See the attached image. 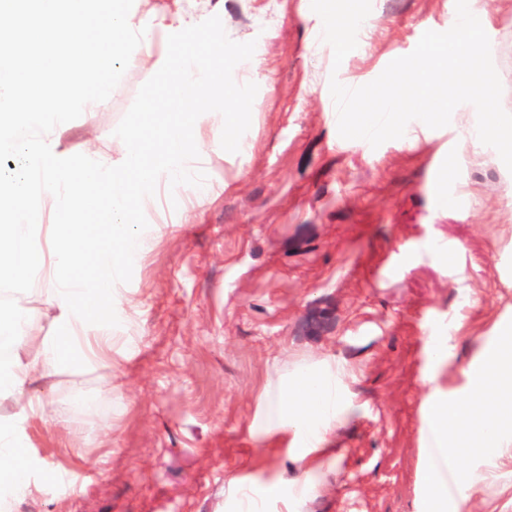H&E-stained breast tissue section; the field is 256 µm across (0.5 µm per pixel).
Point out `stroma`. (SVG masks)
<instances>
[{
	"instance_id": "obj_1",
	"label": "stroma",
	"mask_w": 512,
	"mask_h": 512,
	"mask_svg": "<svg viewBox=\"0 0 512 512\" xmlns=\"http://www.w3.org/2000/svg\"><path fill=\"white\" fill-rule=\"evenodd\" d=\"M469 2L512 108V0ZM454 13L455 0H372L337 66L316 42L310 0L212 6L205 31L223 34L224 77L241 86L244 149L206 134L184 178L143 189L136 222L150 247L114 284L127 303L112 314L111 363L57 373L40 389L45 417L0 400L33 485L10 512H231L229 474L259 492L293 475L286 440L249 433L260 390L325 357L347 367L353 410L333 442L341 459L321 463L302 512H417L428 350L452 327L456 363L442 383L460 391V364L512 322V172L471 145V111L440 129L411 121L376 148L341 138L329 82L373 81ZM205 31L180 38L197 47ZM246 42L261 49L257 81L238 61ZM160 90L154 69L120 71L104 108L70 113L64 148L106 151ZM444 151L454 175L441 205L429 182ZM444 244L455 264L435 254ZM47 288L35 277L10 299L44 336L55 332ZM465 465L490 477L463 512H512V459Z\"/></svg>"
}]
</instances>
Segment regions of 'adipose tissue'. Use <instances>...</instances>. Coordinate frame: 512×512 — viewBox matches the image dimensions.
Segmentation results:
<instances>
[{"instance_id":"obj_1","label":"adipose tissue","mask_w":512,"mask_h":512,"mask_svg":"<svg viewBox=\"0 0 512 512\" xmlns=\"http://www.w3.org/2000/svg\"><path fill=\"white\" fill-rule=\"evenodd\" d=\"M211 0L196 12L164 11L142 20L126 0H6L0 6V155L24 157L26 176L0 179V283L47 280L45 302L56 333L35 326L16 333L14 352L0 363V397L18 413H45L39 386L74 358L91 366L109 359L103 333L118 301L112 289L147 238L134 222L137 188L179 178L181 160L204 130H235L241 112L228 100L219 36L205 51L175 42L154 53L156 29L201 27ZM155 65L162 89L143 108L137 129L115 136L107 154L70 155L62 147L71 105H104L119 66ZM451 337L428 351L419 427L420 512H460L479 475L464 470L463 454L492 459L512 452V324H504L461 372L463 391L441 375L454 360ZM346 369L333 358L294 369L265 386L249 430L283 435L299 477L277 481L270 494L285 512L312 497L310 475L337 428L352 411L341 384ZM12 430L0 424V489H26L27 462L15 453Z\"/></svg>"}]
</instances>
